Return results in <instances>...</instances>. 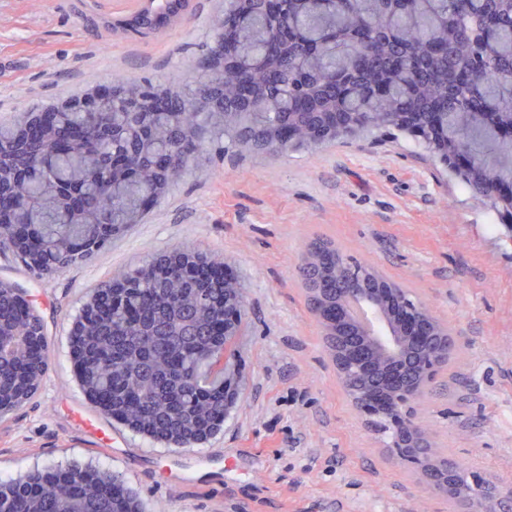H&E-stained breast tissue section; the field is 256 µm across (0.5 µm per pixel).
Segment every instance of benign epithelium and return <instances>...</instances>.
<instances>
[{
    "label": "benign epithelium",
    "instance_id": "1",
    "mask_svg": "<svg viewBox=\"0 0 512 512\" xmlns=\"http://www.w3.org/2000/svg\"><path fill=\"white\" fill-rule=\"evenodd\" d=\"M67 101L54 109L33 117L32 130L21 139L30 140L35 134L53 126L57 113L70 108ZM336 140V127L311 126L304 141L312 144ZM299 142L293 128L284 126L274 131L271 148L290 150ZM431 157L444 171L448 167V140L438 137L431 147ZM487 203L495 211L501 224L512 232V193L496 192ZM13 243L19 246L29 262L38 266L41 255L29 247L27 238L18 234ZM196 253L180 249L161 257L159 265L191 263ZM202 276L224 286V335H237V313L244 310L245 291L227 267L223 273H213L206 266H198ZM370 280L336 266V302L329 301L325 289L316 286L307 290V304L314 318L323 328L331 325L353 328L354 344L338 360L337 370L343 381L353 375L360 380V388L352 390L358 409L370 416L369 426L377 433L389 429L388 444L392 460L417 466L421 489L427 493L446 496L454 489L455 512H512V486L498 483L487 475L473 474L471 487L458 483L448 486V478L438 479L435 467L450 470L448 463L438 458L428 437L414 429L410 402L419 398L427 382L419 374L424 364L427 374L438 366V358L448 348V330L432 313L414 304L407 297L392 295L387 288H371Z\"/></svg>",
    "mask_w": 512,
    "mask_h": 512
}]
</instances>
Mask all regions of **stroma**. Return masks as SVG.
<instances>
[{
	"instance_id": "35a3bbf8",
	"label": "stroma",
	"mask_w": 512,
	"mask_h": 512,
	"mask_svg": "<svg viewBox=\"0 0 512 512\" xmlns=\"http://www.w3.org/2000/svg\"><path fill=\"white\" fill-rule=\"evenodd\" d=\"M145 0H0V123L122 79L178 93L212 43L224 0L137 38L113 30ZM408 134L386 128L283 154L206 139L142 224L51 277L0 251V282L49 343L37 395L0 423V482L92 463L146 512H452L393 462L346 397L299 279L314 239L379 271L456 341L413 414L440 456L512 484V233ZM178 247L221 258L245 284L239 392L222 430L175 448L95 410L68 336L95 286Z\"/></svg>"
}]
</instances>
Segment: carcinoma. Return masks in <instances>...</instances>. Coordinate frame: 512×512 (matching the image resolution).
Instances as JSON below:
<instances>
[{
	"mask_svg": "<svg viewBox=\"0 0 512 512\" xmlns=\"http://www.w3.org/2000/svg\"><path fill=\"white\" fill-rule=\"evenodd\" d=\"M224 0V20L213 45L197 64L183 92L166 106L134 112L109 93L63 114L84 138L65 155L45 142L16 147L18 129L0 124V248H9L18 227L47 257L42 276L59 272V256L91 241L108 243L142 222L158 173L129 136L141 127L150 142L174 153L172 186L186 171L184 160L198 150L197 130L206 127L224 149L267 152L264 132L277 123L305 118L312 125L356 121L357 133L372 132L395 112H414L426 131V115L448 114L442 133L457 157L484 159L477 178L466 163L456 177L483 198L508 180L501 160L512 155V0ZM288 24V64L280 81L264 87L267 52L275 25ZM224 49L235 69L217 72L210 60ZM249 85L256 96L246 108L235 90ZM224 101L234 113L226 122L209 105ZM101 161L82 190L90 206L78 216L63 195L73 170ZM320 276L336 270L345 255L327 242ZM149 258L120 275L124 286L107 281L94 292V307L77 316V377L90 401L150 439L173 446L207 441L224 425L230 401L224 396V367L208 355L224 347V289L195 272L173 269L158 277ZM41 329L34 311L18 306L13 288H0V337L19 327ZM46 357L16 348L0 355V402L28 403L45 375ZM0 512H145L144 503L119 476L77 464L34 470L21 480L0 483Z\"/></svg>",
	"mask_w": 512,
	"mask_h": 512,
	"instance_id": "cac0c4a2",
	"label": "carcinoma"
}]
</instances>
